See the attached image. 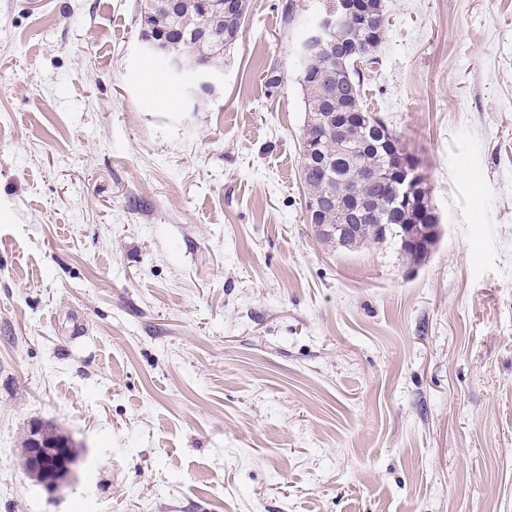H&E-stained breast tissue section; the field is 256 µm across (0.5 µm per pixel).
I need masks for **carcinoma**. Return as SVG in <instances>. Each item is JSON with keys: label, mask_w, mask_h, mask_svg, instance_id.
<instances>
[{"label": "carcinoma", "mask_w": 512, "mask_h": 512, "mask_svg": "<svg viewBox=\"0 0 512 512\" xmlns=\"http://www.w3.org/2000/svg\"><path fill=\"white\" fill-rule=\"evenodd\" d=\"M382 0H374L372 13L366 26H348L347 40L365 58L375 57L382 42L386 25V14L382 9ZM246 14L227 16L221 13L203 17L197 9L195 0H181L176 8L170 10L165 0H155L151 15L141 19L145 31L157 30L178 37V52L201 58L206 61L208 72L217 74L224 67V53L238 41ZM207 27L211 32V41H199V31ZM341 56L334 45L326 47L317 56L311 58L307 66L299 70L298 84L301 87L305 111L313 112H363L364 80L354 71L353 59L343 57L345 66L334 73L332 82H326L322 76L325 63H336ZM303 139L315 140L319 153L309 167L304 185L309 194L320 195L331 190H355L361 186L368 171L385 172L390 169L393 154L392 144L383 143L369 130L358 132L354 139L344 141L324 134L318 128L307 124ZM392 196L384 198V203L369 218L362 233L352 240L346 248L351 249L366 242L384 243L399 237L400 225L414 224L417 216L411 211L394 209ZM386 225V230L377 231L375 226ZM38 438L43 450L53 455L63 450L66 461L75 462L78 451L67 437L57 430L42 425L35 431H29L22 445L23 451L33 447V438Z\"/></svg>", "instance_id": "obj_1"}]
</instances>
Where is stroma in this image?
I'll list each match as a JSON object with an SVG mask.
<instances>
[{
    "label": "stroma",
    "instance_id": "obj_1",
    "mask_svg": "<svg viewBox=\"0 0 512 512\" xmlns=\"http://www.w3.org/2000/svg\"><path fill=\"white\" fill-rule=\"evenodd\" d=\"M139 4L0 0V512H512V0H385L418 264L307 221L318 0H250L200 102ZM36 422L80 447L49 492ZM143 44L145 51L154 58H166L169 63L170 69L175 73H182L191 71L196 76V83L193 87L188 89L189 94L198 95L200 91L208 92L214 86L213 79L210 78L207 71L187 68L179 55L171 53L168 43L164 36L156 35V37H143ZM171 73V72H170ZM177 77L178 74L171 73Z\"/></svg>",
    "mask_w": 512,
    "mask_h": 512
}]
</instances>
